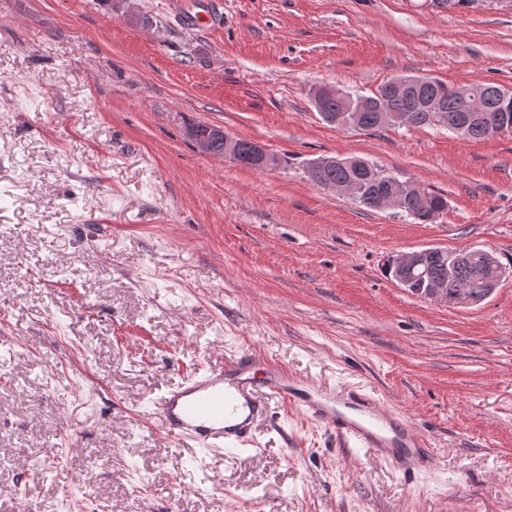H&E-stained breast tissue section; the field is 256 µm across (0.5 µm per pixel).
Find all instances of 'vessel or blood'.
<instances>
[{
    "mask_svg": "<svg viewBox=\"0 0 512 512\" xmlns=\"http://www.w3.org/2000/svg\"><path fill=\"white\" fill-rule=\"evenodd\" d=\"M276 398L298 408L348 448H361L403 474L434 467L433 444L401 414L358 388L330 390L299 380L262 355L239 354L188 376L156 401V413L173 444L220 451L250 445L256 426Z\"/></svg>",
    "mask_w": 512,
    "mask_h": 512,
    "instance_id": "b4317fda",
    "label": "vessel or blood"
}]
</instances>
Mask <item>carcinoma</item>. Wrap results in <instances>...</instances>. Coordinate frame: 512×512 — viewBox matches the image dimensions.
Masks as SVG:
<instances>
[{
  "mask_svg": "<svg viewBox=\"0 0 512 512\" xmlns=\"http://www.w3.org/2000/svg\"><path fill=\"white\" fill-rule=\"evenodd\" d=\"M389 83H384L371 96H338L334 99L316 98L314 107L327 123L338 128H347V124H355L364 131H374L381 128L380 113L370 106V102L384 95ZM473 96L480 101L484 119L471 122L463 132L464 138H491L494 127L512 125V95H504L505 88L493 83L470 84ZM442 101L444 111L426 112L423 106L433 99ZM363 106L364 111H351V108ZM384 106L393 112L408 114V124L413 126L434 125L448 127V118L461 120L467 116V103L461 100L455 86L427 78L419 79L409 91L390 96L384 101ZM218 126L211 124H193L186 128L185 137L206 135L212 140L213 155L221 157L224 154V137L217 132ZM253 141L238 138L235 142L240 165L263 170V166L252 156ZM306 173L312 182L323 188L332 183L354 181L361 185L362 193L356 202L370 210H379L391 194L397 192L404 179L392 174L378 165L360 157L353 158L350 164L338 162L326 165L317 158L308 162ZM448 207V201L440 194L420 189L419 194L408 202L406 214L419 223H426L442 213ZM470 256L469 264L458 266L452 252L444 250L435 253L429 260L426 277L417 274L404 276L403 288L413 296L422 298L426 292L427 281L431 276L443 277L448 280V289L471 288L476 295H481L474 280L479 276H494L502 266L500 261L491 264L485 253L472 248L467 251Z\"/></svg>",
  "mask_w": 512,
  "mask_h": 512,
  "instance_id": "1",
  "label": "carcinoma"
}]
</instances>
